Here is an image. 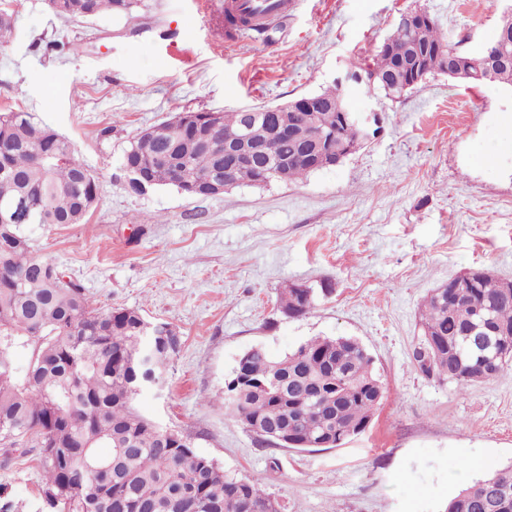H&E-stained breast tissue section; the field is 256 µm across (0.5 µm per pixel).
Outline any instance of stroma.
I'll list each match as a JSON object with an SVG mask.
<instances>
[{
  "mask_svg": "<svg viewBox=\"0 0 512 512\" xmlns=\"http://www.w3.org/2000/svg\"><path fill=\"white\" fill-rule=\"evenodd\" d=\"M150 2L134 33L109 15L66 19L47 0H15L0 113H31L99 179L83 223L19 232L98 306L137 308L179 332L162 388L135 409L227 474L260 478L282 512H445L465 481L512 464V369L462 390L414 360L432 289L475 268L512 281V86L434 74L396 101L352 92L353 111L381 117L362 148L301 180L216 197L133 192L120 156L140 129L178 112L282 104L333 86L406 10L426 11L478 55L505 0H298L264 33L232 42L224 0ZM292 285L321 292L299 318L278 304ZM338 336L366 348L385 384L365 433L336 448H283L225 413L224 386L246 350L278 359ZM1 506L44 512L36 451L0 460Z\"/></svg>",
  "mask_w": 512,
  "mask_h": 512,
  "instance_id": "35a3bbf8",
  "label": "stroma"
}]
</instances>
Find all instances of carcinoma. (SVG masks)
I'll return each instance as SVG.
<instances>
[{"label": "carcinoma", "mask_w": 512, "mask_h": 512, "mask_svg": "<svg viewBox=\"0 0 512 512\" xmlns=\"http://www.w3.org/2000/svg\"><path fill=\"white\" fill-rule=\"evenodd\" d=\"M56 14L94 18L102 13L137 19L148 0H60ZM461 51L448 44L428 14L399 15L374 53L351 67L344 85L315 94L320 107L291 113L293 135L266 139L275 116L255 122V167L293 182L318 171L334 150L355 145L361 130L348 118V91L363 83L391 100L401 98L413 65L425 75L447 73ZM185 111L135 134L121 164L134 165L158 186L189 193L200 180H224V140L252 122L240 111ZM98 178L65 137L26 112L0 114V201L26 200L38 224H79L96 202ZM58 268L30 255L29 240L14 224L0 223V447L36 448L43 468L44 500L51 512H281L257 478L224 473L190 443L175 444L133 407V388L147 372H167L180 345L156 328L157 352L146 369L135 362L143 342L138 309H103L80 284L63 282ZM315 291L284 289L280 308L306 315ZM423 340L415 350L419 370L465 389L489 379L478 339L506 330L512 345V282L483 269L456 275L433 289L420 307ZM28 351L22 371L16 354ZM247 389L225 383L224 410L251 430L288 428L297 442L336 448L366 430L381 404L383 383L359 344L316 338L282 359L259 347L248 351ZM110 449L102 455L101 448ZM447 512H512V465L462 487Z\"/></svg>", "instance_id": "obj_1"}]
</instances>
